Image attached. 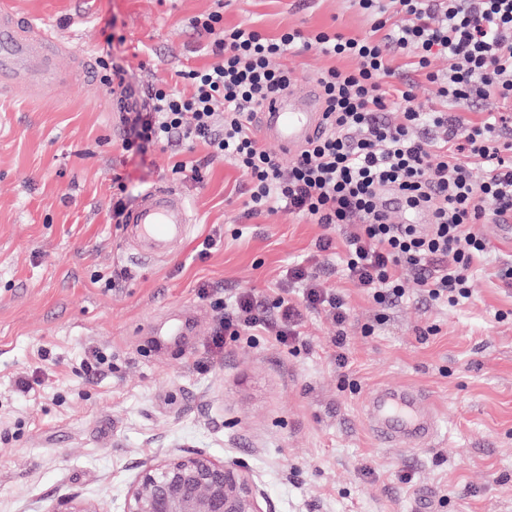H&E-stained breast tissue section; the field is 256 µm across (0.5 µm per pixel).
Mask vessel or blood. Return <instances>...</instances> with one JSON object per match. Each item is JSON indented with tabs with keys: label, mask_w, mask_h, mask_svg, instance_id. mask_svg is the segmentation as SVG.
Instances as JSON below:
<instances>
[{
	"label": "vessel or blood",
	"mask_w": 512,
	"mask_h": 512,
	"mask_svg": "<svg viewBox=\"0 0 512 512\" xmlns=\"http://www.w3.org/2000/svg\"><path fill=\"white\" fill-rule=\"evenodd\" d=\"M65 50V44L50 27L21 20L11 11L0 9V89L22 82L33 94L42 93L62 80L56 60ZM323 128L320 92L311 87L301 95L289 92L267 101L253 130L257 138L274 142L284 152L296 155ZM123 221L132 225L147 243L162 246L183 237L193 215L181 191L159 182L126 211ZM369 414L375 440L387 447L405 438L428 442L436 433L425 399L414 391L377 392L370 401Z\"/></svg>",
	"instance_id": "obj_1"
}]
</instances>
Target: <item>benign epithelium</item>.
I'll return each mask as SVG.
<instances>
[{"mask_svg": "<svg viewBox=\"0 0 512 512\" xmlns=\"http://www.w3.org/2000/svg\"><path fill=\"white\" fill-rule=\"evenodd\" d=\"M122 512H272L254 474L235 459L169 449L140 465Z\"/></svg>", "mask_w": 512, "mask_h": 512, "instance_id": "obj_1", "label": "benign epithelium"}]
</instances>
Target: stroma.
I'll return each instance as SVG.
<instances>
[{"mask_svg":"<svg viewBox=\"0 0 512 512\" xmlns=\"http://www.w3.org/2000/svg\"><path fill=\"white\" fill-rule=\"evenodd\" d=\"M52 26L85 81L45 98L0 92V512H47L77 497L121 512L140 465L177 448L233 458L255 474L273 512H512V251L489 248L468 299H425L413 277L394 308L347 279L320 239L336 228L283 213L244 214L249 178L205 146L127 154L100 58L147 89L208 64L194 18L219 10L269 35L322 28L364 36L373 19L350 0H0ZM293 89L353 59L289 56ZM203 164V184L174 174ZM127 205L160 181L192 202L194 222L165 253L138 248L113 223L112 180ZM217 240L208 254L199 246ZM302 265L345 293L348 362L336 323L307 310L296 351L259 340L209 348L214 297L259 296ZM111 276V287L98 284ZM208 296H201V289ZM99 349L112 368L77 366ZM49 351L40 360V351ZM29 379L31 393L18 392ZM419 392L437 423L425 446L382 447L367 401L380 389Z\"/></svg>","mask_w":512,"mask_h":512,"instance_id":"1","label":"stroma"}]
</instances>
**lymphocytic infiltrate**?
Segmentation results:
<instances>
[{
  "instance_id": "obj_1",
  "label": "lymphocytic infiltrate",
  "mask_w": 512,
  "mask_h": 512,
  "mask_svg": "<svg viewBox=\"0 0 512 512\" xmlns=\"http://www.w3.org/2000/svg\"><path fill=\"white\" fill-rule=\"evenodd\" d=\"M373 23L369 35L347 36L298 29L270 37L249 24L225 27L220 12L196 19L193 27L214 56L212 65L178 71L190 93L162 82L122 113L129 137L123 151L152 145L201 143L214 157L250 178L248 213L282 211L314 224L336 225L342 233L346 276L379 305L405 295L404 277L414 273L431 300L470 294L469 281L487 253L474 227L512 216V113L490 112L478 122L435 111L418 102L415 82H395L393 57L435 86L440 98L466 107L497 96L512 104V0H352ZM316 48L335 58H354L355 70L328 68L317 76L328 125L290 168L259 141L252 119L265 101L292 85L284 58ZM450 61L446 75L431 71L432 58ZM433 125L440 138L421 134ZM485 171L475 180V168ZM395 194L405 212L429 211L427 224H396L382 210L383 193ZM301 299L283 287L259 297L243 291L216 299L221 315L211 344L228 345L267 337L293 350L304 310L321 307L336 321V363H347L344 325L348 303L302 268Z\"/></svg>"
}]
</instances>
